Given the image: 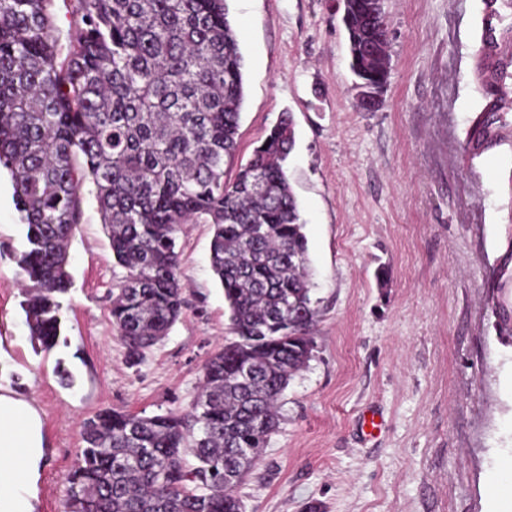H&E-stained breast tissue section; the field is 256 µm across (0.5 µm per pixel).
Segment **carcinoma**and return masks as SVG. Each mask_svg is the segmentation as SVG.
Wrapping results in <instances>:
<instances>
[{
	"instance_id": "carcinoma-1",
	"label": "carcinoma",
	"mask_w": 512,
	"mask_h": 512,
	"mask_svg": "<svg viewBox=\"0 0 512 512\" xmlns=\"http://www.w3.org/2000/svg\"><path fill=\"white\" fill-rule=\"evenodd\" d=\"M483 2L471 157L512 142V0ZM52 5L0 0V169L26 229L17 263L33 339L45 350L58 341L87 186L125 270L110 315L129 361L182 314L176 239L189 221L211 225L233 334L205 364L189 412L106 408L87 420L65 512H244L236 487L316 348L305 224L285 169L291 115L228 179L244 84L227 0H76L65 45ZM341 9L357 94H382L392 70L382 0Z\"/></svg>"
}]
</instances>
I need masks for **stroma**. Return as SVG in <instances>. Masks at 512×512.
<instances>
[{
	"label": "stroma",
	"mask_w": 512,
	"mask_h": 512,
	"mask_svg": "<svg viewBox=\"0 0 512 512\" xmlns=\"http://www.w3.org/2000/svg\"><path fill=\"white\" fill-rule=\"evenodd\" d=\"M244 56L235 175L282 113L287 174L306 222L319 322L283 420L238 488L245 512H512V336L493 271L512 241V146H462L482 0H384L392 58L383 106L366 112L348 70L336 0H228ZM212 231L181 225L186 306L135 366L109 315L124 274L94 199L69 250L56 346L21 306L26 247L0 172V386L38 408L50 446L39 512H64L81 425L99 410L187 412L207 360L230 336L210 267ZM383 419L364 436L360 418Z\"/></svg>",
	"instance_id": "35a3bbf8"
}]
</instances>
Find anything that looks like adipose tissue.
Segmentation results:
<instances>
[{
    "mask_svg": "<svg viewBox=\"0 0 512 512\" xmlns=\"http://www.w3.org/2000/svg\"><path fill=\"white\" fill-rule=\"evenodd\" d=\"M47 453L38 408L0 388V512H37V484Z\"/></svg>",
    "mask_w": 512,
    "mask_h": 512,
    "instance_id": "ef3b65f1",
    "label": "adipose tissue"
}]
</instances>
